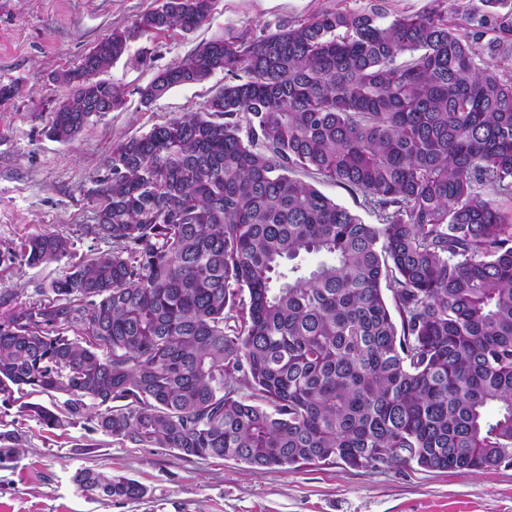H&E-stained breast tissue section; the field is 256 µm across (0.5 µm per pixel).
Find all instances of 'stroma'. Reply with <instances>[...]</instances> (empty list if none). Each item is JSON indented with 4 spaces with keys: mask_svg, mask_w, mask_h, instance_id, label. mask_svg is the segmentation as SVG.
I'll return each instance as SVG.
<instances>
[{
    "mask_svg": "<svg viewBox=\"0 0 512 512\" xmlns=\"http://www.w3.org/2000/svg\"><path fill=\"white\" fill-rule=\"evenodd\" d=\"M161 0H0V84L18 92L0 105V292L21 302L46 299L63 262L28 266L21 244L47 232L66 236L73 260L107 251L85 227L99 200L91 191L108 173L112 142L138 136L185 112L202 111L223 73L173 89L146 106L141 90L159 70L211 37L258 35L327 10L378 9L385 20L480 0H216L196 30L133 36L106 72L120 85V108L95 117L69 143L49 134L66 93L56 76L75 67L105 35L132 29ZM0 423L18 430L19 461L0 468V512H512V465L479 473L425 471L414 465L351 469L326 461L288 470L252 469L232 460L179 458L168 448H137L87 429L48 431L16 408L0 406ZM89 468L146 487L143 499L109 503L73 482Z\"/></svg>",
    "mask_w": 512,
    "mask_h": 512,
    "instance_id": "1",
    "label": "stroma"
}]
</instances>
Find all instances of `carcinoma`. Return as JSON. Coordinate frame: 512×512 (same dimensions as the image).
<instances>
[{"label":"carcinoma","mask_w":512,"mask_h":512,"mask_svg":"<svg viewBox=\"0 0 512 512\" xmlns=\"http://www.w3.org/2000/svg\"><path fill=\"white\" fill-rule=\"evenodd\" d=\"M481 3L388 24L325 11L217 35L158 72L146 106L225 81L202 111L113 141L87 226L111 251L69 264L46 301L0 293V405L254 469L511 465L512 0ZM214 4L162 0L134 31H192ZM130 36L60 76L53 138L119 107L100 75ZM297 169L361 194L381 223ZM68 256L54 233L19 251L32 266ZM32 394L66 400L19 402ZM21 449L0 431L1 468ZM74 481L105 504L147 493L91 469Z\"/></svg>","instance_id":"carcinoma-1"}]
</instances>
